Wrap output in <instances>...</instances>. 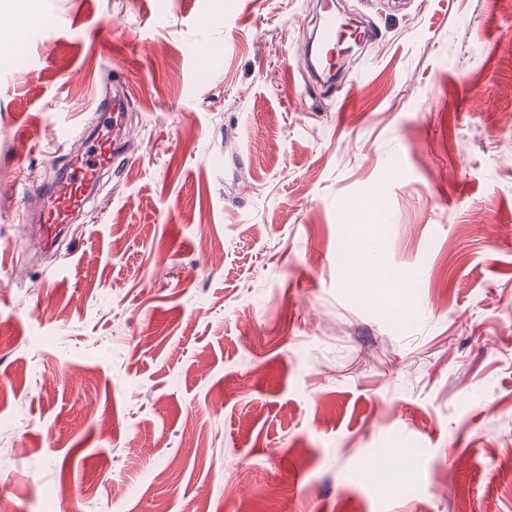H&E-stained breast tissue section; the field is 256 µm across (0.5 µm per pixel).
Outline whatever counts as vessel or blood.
Wrapping results in <instances>:
<instances>
[{
  "instance_id": "obj_1",
  "label": "vessel or blood",
  "mask_w": 512,
  "mask_h": 512,
  "mask_svg": "<svg viewBox=\"0 0 512 512\" xmlns=\"http://www.w3.org/2000/svg\"><path fill=\"white\" fill-rule=\"evenodd\" d=\"M341 36L344 35L336 26V13L328 2L308 49L322 72H332ZM128 112V94L113 87L111 98L100 104L95 115V135L83 138L80 149L70 154L64 175L35 196L40 229L37 243L41 248L52 247L57 235L74 223L87 206L91 189L111 172L118 159L124 158Z\"/></svg>"
}]
</instances>
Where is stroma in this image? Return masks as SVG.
Listing matches in <instances>:
<instances>
[{"label": "stroma", "mask_w": 512, "mask_h": 512, "mask_svg": "<svg viewBox=\"0 0 512 512\" xmlns=\"http://www.w3.org/2000/svg\"><path fill=\"white\" fill-rule=\"evenodd\" d=\"M340 2L330 84L317 0H37L0 49V512H512V0ZM116 78L127 159L39 251Z\"/></svg>", "instance_id": "obj_1"}]
</instances>
